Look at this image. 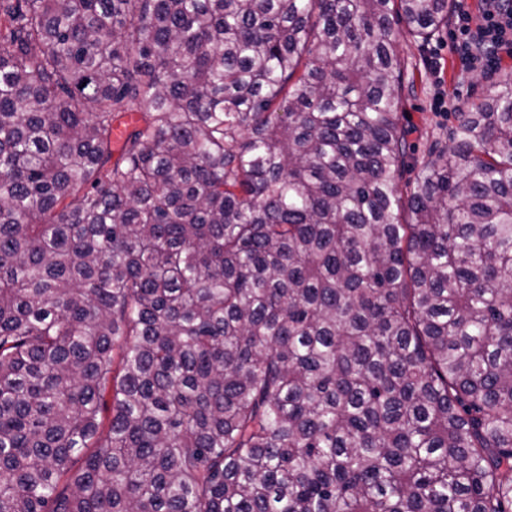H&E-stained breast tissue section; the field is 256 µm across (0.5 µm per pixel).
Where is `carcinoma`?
I'll list each match as a JSON object with an SVG mask.
<instances>
[{
  "label": "carcinoma",
  "mask_w": 512,
  "mask_h": 512,
  "mask_svg": "<svg viewBox=\"0 0 512 512\" xmlns=\"http://www.w3.org/2000/svg\"><path fill=\"white\" fill-rule=\"evenodd\" d=\"M454 8L0 0V512H512V72L399 188Z\"/></svg>",
  "instance_id": "cac0c4a2"
}]
</instances>
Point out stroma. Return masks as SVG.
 <instances>
[{
    "label": "stroma",
    "instance_id": "stroma-1",
    "mask_svg": "<svg viewBox=\"0 0 512 512\" xmlns=\"http://www.w3.org/2000/svg\"><path fill=\"white\" fill-rule=\"evenodd\" d=\"M399 50L409 62L407 78L414 84L413 91L404 96L401 117L413 147L410 170L399 182L400 189L404 190L413 181L422 162L427 160L434 143H448L449 132L456 124L454 107H465L483 99L496 79L477 73L461 74L449 34L445 31L424 44L404 39ZM432 55L439 61L440 74H433L428 66L427 59ZM441 89L445 90L450 105L446 112L435 107V97Z\"/></svg>",
    "mask_w": 512,
    "mask_h": 512
}]
</instances>
